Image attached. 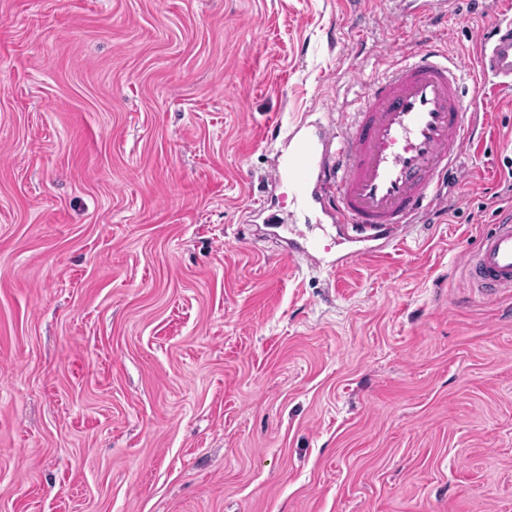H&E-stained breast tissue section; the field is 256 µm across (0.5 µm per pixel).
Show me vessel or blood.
Masks as SVG:
<instances>
[{
  "label": "vessel or blood",
  "instance_id": "vessel-or-blood-1",
  "mask_svg": "<svg viewBox=\"0 0 512 512\" xmlns=\"http://www.w3.org/2000/svg\"><path fill=\"white\" fill-rule=\"evenodd\" d=\"M464 6L480 13L487 0H390L395 18L428 20L414 49L370 80L343 124L303 119L288 129L290 151L271 179L288 184L297 209L330 219L351 242L336 268L368 255L373 242H402L408 225L441 205L442 186L463 177L460 160L487 102L467 94L459 62L435 32ZM475 44L477 80L512 99V14L493 12ZM463 266L482 295L512 293V218L494 224Z\"/></svg>",
  "mask_w": 512,
  "mask_h": 512
}]
</instances>
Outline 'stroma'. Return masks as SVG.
<instances>
[{"instance_id": "1", "label": "stroma", "mask_w": 512, "mask_h": 512, "mask_svg": "<svg viewBox=\"0 0 512 512\" xmlns=\"http://www.w3.org/2000/svg\"><path fill=\"white\" fill-rule=\"evenodd\" d=\"M425 18L389 0H0V512H512L493 88L447 209L344 246L267 175ZM478 17L440 43L474 66ZM317 238L315 261L290 260ZM463 266L469 287L482 295L512 293V214L493 224Z\"/></svg>"}]
</instances>
